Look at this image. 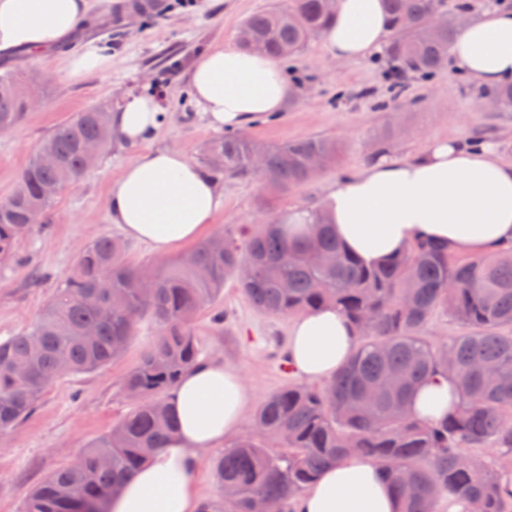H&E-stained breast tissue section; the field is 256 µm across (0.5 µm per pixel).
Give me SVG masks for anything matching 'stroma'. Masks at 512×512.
Returning a JSON list of instances; mask_svg holds the SVG:
<instances>
[{"mask_svg":"<svg viewBox=\"0 0 512 512\" xmlns=\"http://www.w3.org/2000/svg\"><path fill=\"white\" fill-rule=\"evenodd\" d=\"M287 2L159 0L153 20L124 28L118 36L102 25L90 33L88 40L108 50L109 63L101 71L68 75L66 58L83 50L86 40L81 39L14 65V72L37 84L39 95L14 131L0 133V200L8 197L52 128L88 107L115 109L140 93L153 95L163 114L148 149L178 150L201 162L204 147L219 132L190 102L188 67L208 46L236 40L250 15ZM284 68L291 94L283 111L244 126V133L265 145L329 139L340 146V158L283 193L273 192L257 176L217 177L224 204L202 238L241 227L257 231L290 209L316 205L329 185L359 173L374 156H412L433 138L495 144L504 160H512V110L482 105L481 86L453 66L428 78L408 75L397 91L389 79L393 64L387 54L367 62L338 60L327 55L321 38L315 37L286 60ZM137 153V148L113 141L82 181L58 195L45 223L33 225L24 236L19 261L0 264V339L33 322L86 245L104 235L121 237L120 227L109 218L106 196L110 183ZM35 268L45 274L36 285L29 278ZM292 321L289 315L259 311L231 278L193 322L203 359L221 358L239 367L252 392L241 437L252 436L250 418L265 398L300 382L286 357ZM158 333L151 318L141 319L120 358L91 373L57 378L27 419L0 433V512H23L32 488L54 469L74 462L80 448L110 432L129 413L133 402L122 388L123 379ZM232 445L228 439L222 447L201 453L196 488L212 512H224L215 463Z\"/></svg>","mask_w":512,"mask_h":512,"instance_id":"stroma-1","label":"stroma"}]
</instances>
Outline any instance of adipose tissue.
I'll use <instances>...</instances> for the list:
<instances>
[{
  "mask_svg": "<svg viewBox=\"0 0 512 512\" xmlns=\"http://www.w3.org/2000/svg\"><path fill=\"white\" fill-rule=\"evenodd\" d=\"M91 0H0V52L37 53L60 43L87 17ZM391 34L384 0H336V19L323 35L333 58L368 61ZM455 69L480 85L512 80V9L470 16L448 48ZM187 85L199 112L216 129L242 127L281 111L288 84L280 62L233 44L209 48L193 63ZM160 125L153 98L133 95L112 114L124 142L150 141ZM222 206L214 183L184 153H139L108 188L112 223L157 253L200 235ZM321 206L337 239L369 265H379L418 240L447 244L482 258L512 244V164L493 145L469 146L434 138L416 156H383L362 172L329 186ZM357 333L332 306L292 323L288 360L299 376L331 380L353 352ZM249 390L236 367L203 361L182 373L167 404L177 432L156 449L111 501V512H201L196 491L200 453L223 445L244 421ZM460 400L455 383L435 376L409 401L412 415L434 423ZM382 468L351 453L328 466L302 494L295 512H399Z\"/></svg>",
  "mask_w": 512,
  "mask_h": 512,
  "instance_id": "obj_1",
  "label": "adipose tissue"
}]
</instances>
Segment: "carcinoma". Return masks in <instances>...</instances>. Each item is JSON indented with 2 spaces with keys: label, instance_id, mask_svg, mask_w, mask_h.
Masks as SVG:
<instances>
[{
  "label": "carcinoma",
  "instance_id": "obj_1",
  "mask_svg": "<svg viewBox=\"0 0 512 512\" xmlns=\"http://www.w3.org/2000/svg\"><path fill=\"white\" fill-rule=\"evenodd\" d=\"M443 0H387L392 18L389 56L405 72L440 70L456 27L427 33ZM334 20L323 0H290L244 23L270 55L284 58L320 36ZM18 77L0 74V133L26 112L14 95ZM112 144L110 112L90 107L55 127L0 202V259L13 260L20 240L52 206L44 187L81 181L97 159L84 154ZM317 155L335 163V142L306 138L263 150L242 135H224L204 150L212 173L255 174L275 191L310 180ZM286 221L239 237L212 236L158 268L123 259L122 244L103 236L84 248L31 326L0 340V432L24 420L48 385L86 374L119 358L145 315L159 325L124 390L136 405L112 430L90 441L75 462L51 472L27 496L23 512H109L114 492L174 430L163 394L199 361L190 323L234 276L253 304L269 315L333 305L357 328L349 361L321 389L293 385L268 396L254 419L255 437L227 449L216 474L224 512H252L258 498L292 512L293 500L328 465L352 452L381 464L401 512H436L440 500L506 512L498 487L499 460L512 458V247L493 259L461 260L442 245L415 242L380 266H367L337 241L333 225L314 222L311 239L288 240ZM442 311L460 332L442 346L423 335ZM452 375L460 402L444 421L427 424L407 411L415 388L434 374ZM497 450L480 470L472 448Z\"/></svg>",
  "mask_w": 512,
  "mask_h": 512
}]
</instances>
